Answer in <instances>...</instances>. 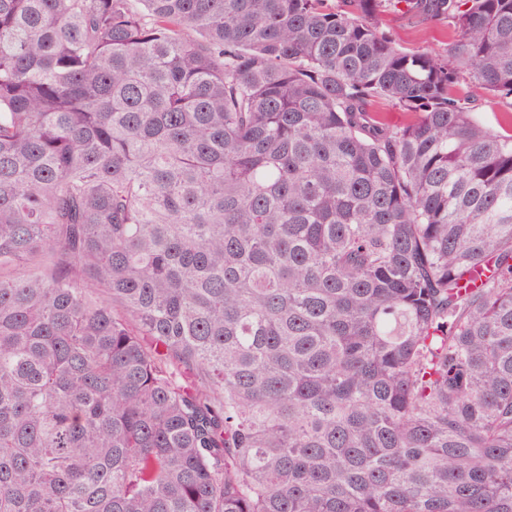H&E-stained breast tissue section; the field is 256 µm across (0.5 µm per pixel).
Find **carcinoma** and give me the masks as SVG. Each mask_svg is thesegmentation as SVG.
I'll return each mask as SVG.
<instances>
[{
  "label": "carcinoma",
  "mask_w": 512,
  "mask_h": 512,
  "mask_svg": "<svg viewBox=\"0 0 512 512\" xmlns=\"http://www.w3.org/2000/svg\"><path fill=\"white\" fill-rule=\"evenodd\" d=\"M138 2L0 0V512H512V0ZM381 28L404 47L431 52L443 51L449 41L448 25L418 23L398 11L383 15ZM474 109L478 117L487 125L497 127V119L505 112L512 113L510 100H500L492 97H483L474 103Z\"/></svg>",
  "instance_id": "cac0c4a2"
}]
</instances>
